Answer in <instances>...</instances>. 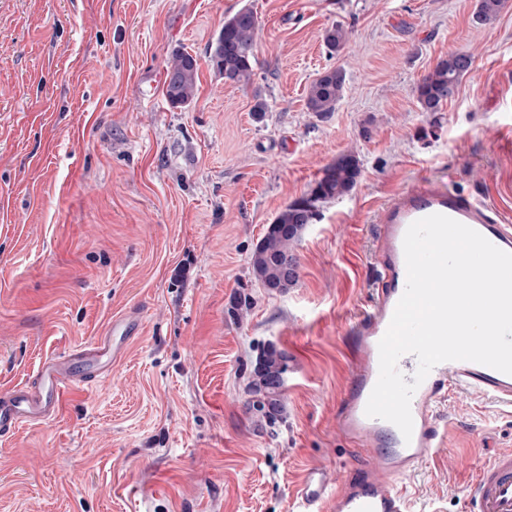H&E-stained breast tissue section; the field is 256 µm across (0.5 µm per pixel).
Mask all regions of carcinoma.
Listing matches in <instances>:
<instances>
[{"label":"carcinoma","mask_w":512,"mask_h":512,"mask_svg":"<svg viewBox=\"0 0 512 512\" xmlns=\"http://www.w3.org/2000/svg\"><path fill=\"white\" fill-rule=\"evenodd\" d=\"M504 0H478V18L494 20ZM258 21L252 9L244 7L224 20L216 45L210 51L212 68L224 77V83L247 84L253 75ZM348 41L346 30L339 24L327 29L324 43L332 51L342 50ZM471 66L466 53H453L440 60L425 75L417 87V100L423 112H440L451 99L461 78ZM346 85V72L341 68L327 69L310 84L307 108L320 117L336 111ZM198 90V62L186 51L172 53L167 62L165 97L174 107L189 105ZM360 164L352 154L339 157L327 166L308 196L287 205L272 224L253 252L252 271L255 278L271 291H281L297 280V262L292 253L293 243L306 224L313 219L317 203L342 197L356 185ZM286 364L282 354L269 349L255 369L256 379L251 389L258 400L256 410L269 423H274L281 405V387Z\"/></svg>","instance_id":"cac0c4a2"}]
</instances>
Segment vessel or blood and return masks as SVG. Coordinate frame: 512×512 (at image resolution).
Masks as SVG:
<instances>
[{"label": "vessel or blood", "mask_w": 512, "mask_h": 512, "mask_svg": "<svg viewBox=\"0 0 512 512\" xmlns=\"http://www.w3.org/2000/svg\"><path fill=\"white\" fill-rule=\"evenodd\" d=\"M432 214L448 216L512 253V229L493 217L487 203L449 187L425 181L383 207L375 244L378 286L368 310L353 326L355 376L338 417L343 435L364 448L366 464L355 473L309 469L293 491L295 512H412L411 498L396 480L414 473L430 449L440 447L436 408L447 389L480 391L512 406V375L470 361H449L434 367L412 396L411 439H404L394 424L365 414L379 377L378 345L406 289L405 232L411 223ZM140 328L137 317L113 318L91 343L41 362L28 383L1 389L0 438L12 437L22 424L55 419L69 390L109 376L126 339ZM338 482L345 486L340 494L333 491ZM465 512H512V451L496 453L478 470L467 488Z\"/></svg>", "instance_id": "vessel-or-blood-1"}]
</instances>
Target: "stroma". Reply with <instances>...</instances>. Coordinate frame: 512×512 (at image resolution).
<instances>
[{"mask_svg": "<svg viewBox=\"0 0 512 512\" xmlns=\"http://www.w3.org/2000/svg\"><path fill=\"white\" fill-rule=\"evenodd\" d=\"M477 4L0 0V388L115 316L142 323L110 377L0 439V512H292L307 469L357 465L336 421L379 211L426 179L512 225V0L488 23ZM244 6L254 76L230 85L208 48ZM336 24L350 38L332 52ZM176 50L200 68L183 108L164 97ZM455 52L470 70L442 111H421L420 80ZM327 68L347 81L321 119L306 93ZM345 153L356 186L294 244L297 283L264 288L251 255L268 225ZM267 348L287 355L272 424L250 389ZM437 425L440 447L404 483L425 512H462L490 453L512 450V407L452 390Z\"/></svg>", "mask_w": 512, "mask_h": 512, "instance_id": "obj_1", "label": "stroma"}]
</instances>
